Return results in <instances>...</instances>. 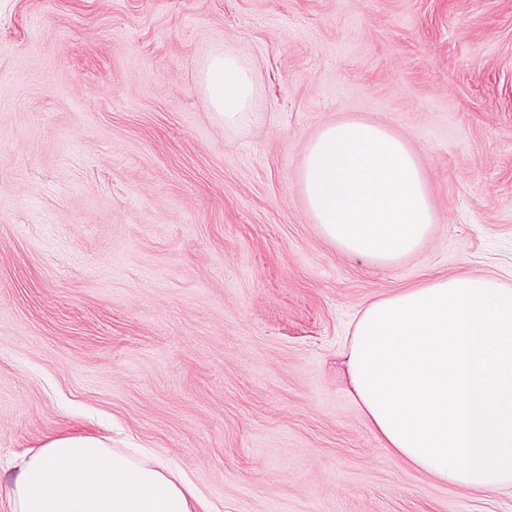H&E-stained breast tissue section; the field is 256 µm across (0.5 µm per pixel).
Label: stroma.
Here are the masks:
<instances>
[{
    "instance_id": "obj_1",
    "label": "stroma",
    "mask_w": 512,
    "mask_h": 512,
    "mask_svg": "<svg viewBox=\"0 0 512 512\" xmlns=\"http://www.w3.org/2000/svg\"><path fill=\"white\" fill-rule=\"evenodd\" d=\"M230 46L262 112L224 127ZM360 118L406 139L436 221L352 258L297 190ZM512 277V0H0V479L61 433L167 459L213 512H512L383 448L336 355L363 305ZM200 84L225 128H236L259 111L257 69L239 52L212 53L201 68Z\"/></svg>"
}]
</instances>
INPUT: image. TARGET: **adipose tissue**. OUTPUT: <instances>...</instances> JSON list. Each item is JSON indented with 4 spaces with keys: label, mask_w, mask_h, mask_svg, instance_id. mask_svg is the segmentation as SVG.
<instances>
[{
    "label": "adipose tissue",
    "mask_w": 512,
    "mask_h": 512,
    "mask_svg": "<svg viewBox=\"0 0 512 512\" xmlns=\"http://www.w3.org/2000/svg\"><path fill=\"white\" fill-rule=\"evenodd\" d=\"M200 84L225 128L259 110L257 69L239 52L212 53ZM341 365L393 457L442 485L512 488V280L448 276L374 298ZM10 469L9 512H209L167 460L97 435L51 438Z\"/></svg>",
    "instance_id": "ef3b65f1"
}]
</instances>
